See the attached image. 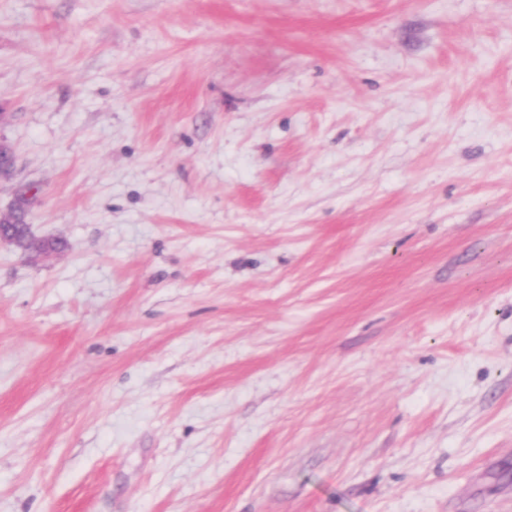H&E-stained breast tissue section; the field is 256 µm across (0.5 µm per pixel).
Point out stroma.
<instances>
[{"label": "stroma", "instance_id": "obj_1", "mask_svg": "<svg viewBox=\"0 0 512 512\" xmlns=\"http://www.w3.org/2000/svg\"><path fill=\"white\" fill-rule=\"evenodd\" d=\"M0 512H512V0H0ZM23 214V212L19 209L12 210L9 213H6L4 215L0 216V242H7L11 244H15L16 246H19L15 239L10 238L11 231L5 233L4 227H9L10 225L14 224V217L16 214ZM25 226L27 230L26 238L22 242V245L19 247H22L25 251H28L29 253H34L35 255H45L52 252H59L63 248V243L60 240H37L33 238L30 232V225L29 224H22Z\"/></svg>", "mask_w": 512, "mask_h": 512}]
</instances>
